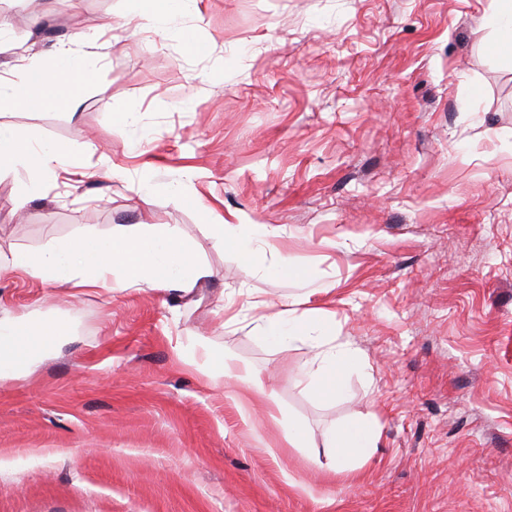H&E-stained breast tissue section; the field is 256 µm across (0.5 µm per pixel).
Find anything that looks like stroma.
Returning <instances> with one entry per match:
<instances>
[{
	"label": "stroma",
	"instance_id": "stroma-1",
	"mask_svg": "<svg viewBox=\"0 0 512 512\" xmlns=\"http://www.w3.org/2000/svg\"><path fill=\"white\" fill-rule=\"evenodd\" d=\"M491 0H199L156 32L132 0H0V75L114 23L77 110L0 104V123L69 146L25 203L0 176V250L80 229L178 226L213 271L185 296H78L0 273V307L62 328L29 373L0 381V512H512V59ZM135 111V127L113 114ZM114 176H97L105 162ZM183 195L170 193L184 173ZM274 227L296 277L245 260L207 227ZM330 342L358 368L314 398L311 349L262 338L250 301L302 281ZM254 368L269 391L210 382L193 340ZM276 399L324 455L323 434L369 420L377 446L336 478L284 447Z\"/></svg>",
	"mask_w": 512,
	"mask_h": 512
}]
</instances>
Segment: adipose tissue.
<instances>
[{
	"label": "adipose tissue",
	"instance_id": "obj_1",
	"mask_svg": "<svg viewBox=\"0 0 512 512\" xmlns=\"http://www.w3.org/2000/svg\"><path fill=\"white\" fill-rule=\"evenodd\" d=\"M136 2L139 16L153 29L168 27L176 18L198 11V0ZM55 55L70 60V68L50 73L39 59H31L24 69L29 92H22L13 80L0 77V99H11L21 109L28 105L33 93L56 102L71 78L89 80L98 70V53L76 56L70 48L61 46ZM69 156L66 145L36 139L30 131L15 126L0 125V174L21 169L30 176L29 181L21 183L19 197H26L37 187L39 175L53 171ZM210 232L217 243L234 248L247 259L253 257L256 249L273 246V233L264 224H214ZM4 270L22 272L74 294L104 287L113 291L160 290L186 295L213 275L212 269L194 256L190 241L179 228L160 224H139L132 231L117 234L84 231L71 241L53 244L42 251H0V272ZM258 322L270 340L288 345L300 342L313 350L316 367L307 373V387L316 398L331 400L341 393L357 365L356 356L329 345L328 324L317 310L283 309L259 316ZM56 341L54 330L0 310V380L25 373ZM185 361L209 378L232 379L253 393L266 392L259 374L224 354L208 352L201 358L190 354ZM377 437L376 428L369 422L330 428L324 435L326 471L336 474L356 470L374 448Z\"/></svg>",
	"mask_w": 512,
	"mask_h": 512
}]
</instances>
